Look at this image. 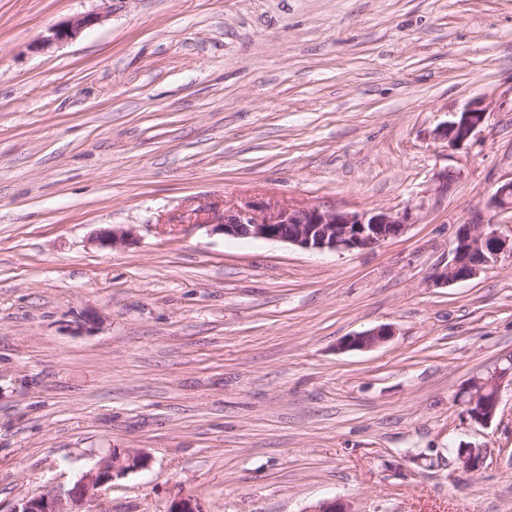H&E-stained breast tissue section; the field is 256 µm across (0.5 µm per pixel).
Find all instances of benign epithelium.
Instances as JSON below:
<instances>
[{"label":"benign epithelium","instance_id":"benign-epithelium-1","mask_svg":"<svg viewBox=\"0 0 512 512\" xmlns=\"http://www.w3.org/2000/svg\"><path fill=\"white\" fill-rule=\"evenodd\" d=\"M101 21L98 15L88 14L51 29L40 47L69 40L76 34ZM487 110L479 101L461 113L456 121L435 130L439 140L450 147L463 146L481 127ZM512 208V178L499 182L491 195L487 209ZM420 207L407 203L402 207L378 208L363 212H350L331 207L310 205L294 207L269 201H246L226 208L203 223H211L224 235L236 238H254L281 241L311 251L352 252L372 250L388 240L405 234L417 223ZM129 230L105 227L95 233L94 240L102 247L112 248L127 241ZM512 255V236H504L492 220L476 217L459 225L451 248V259L437 265L429 280L438 287H447L475 278L481 271L498 261L504 253ZM392 328L381 325L344 338L341 348L367 350L387 342ZM506 381L512 383V359L508 365L487 372L485 377L472 379L454 395V400L465 407L466 415L479 425H486L495 417L500 389ZM459 470L470 475L481 469L485 450L480 445L461 443L455 454ZM144 466L138 452H113L83 473L66 490H52L25 499L13 512H86L85 506L99 491L110 485L116 476L136 471ZM308 512H352L342 499L324 500Z\"/></svg>","mask_w":512,"mask_h":512}]
</instances>
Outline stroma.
<instances>
[{"label": "stroma", "instance_id": "obj_1", "mask_svg": "<svg viewBox=\"0 0 512 512\" xmlns=\"http://www.w3.org/2000/svg\"><path fill=\"white\" fill-rule=\"evenodd\" d=\"M509 177L512 0H0V512L115 450L95 512H512V385L454 400L512 357V256L428 280ZM246 199L424 208L362 252L192 220ZM101 17L98 15L88 14L74 20H70L65 25L51 29V35L44 37L39 46L45 48L54 42H62L72 39L76 34L89 26L99 23ZM487 118V110L479 101L471 105L461 113L456 121L447 122L435 130V136L439 140L446 141L450 147L463 146L481 127ZM389 325H381L370 330L346 336L341 342V349L367 350L387 342L392 336ZM486 375L473 378L454 395V400L465 407L466 415L479 425H486L495 417L502 384L509 381L512 385V358L507 366H496ZM458 451L455 454L458 462V469L462 474L470 475L481 469L485 460V450L483 446L472 443H460Z\"/></svg>", "mask_w": 512, "mask_h": 512}]
</instances>
